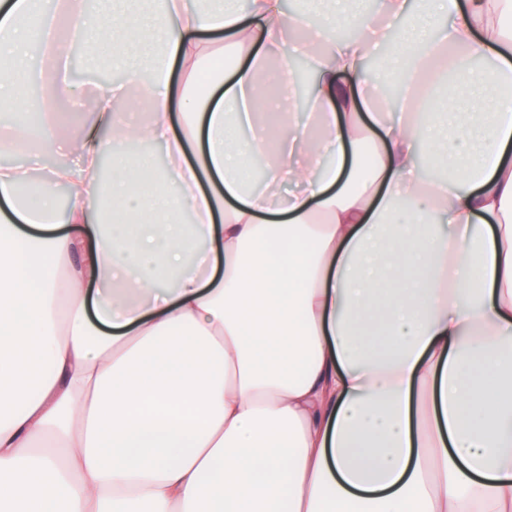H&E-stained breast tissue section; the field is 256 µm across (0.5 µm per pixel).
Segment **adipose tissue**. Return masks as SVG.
I'll return each instance as SVG.
<instances>
[{"label": "adipose tissue", "instance_id": "adipose-tissue-1", "mask_svg": "<svg viewBox=\"0 0 512 512\" xmlns=\"http://www.w3.org/2000/svg\"><path fill=\"white\" fill-rule=\"evenodd\" d=\"M218 2L166 0L121 45L76 0H0L9 54L64 19L89 64L127 74L90 98L26 74L50 106L43 149L77 129L26 198V170L0 168V506L512 512V98L485 94L489 73L512 78V0H381L376 18L325 0L359 35L312 52L315 137L287 105L310 22ZM152 39L140 115L127 88ZM381 45L406 89L394 117L363 73ZM227 49L223 92L171 82ZM142 139L177 193L127 152ZM424 150L453 178L423 179ZM105 157L122 224L91 202Z\"/></svg>", "mask_w": 512, "mask_h": 512}]
</instances>
